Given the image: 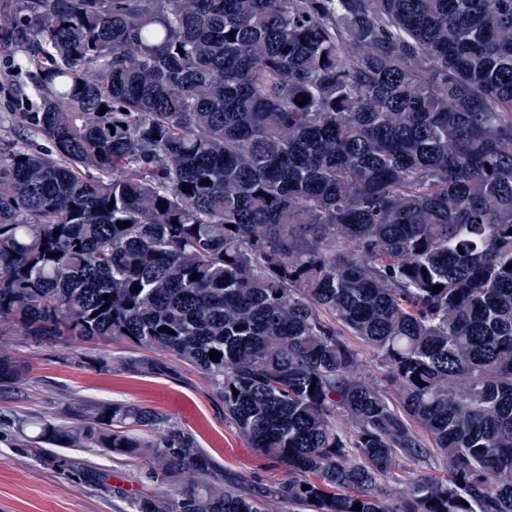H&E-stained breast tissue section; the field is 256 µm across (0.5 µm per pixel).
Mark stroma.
Instances as JSON below:
<instances>
[{"instance_id": "35a3bbf8", "label": "stroma", "mask_w": 512, "mask_h": 512, "mask_svg": "<svg viewBox=\"0 0 512 512\" xmlns=\"http://www.w3.org/2000/svg\"><path fill=\"white\" fill-rule=\"evenodd\" d=\"M36 106L31 84L13 71L9 52L0 50V130L18 138L11 115ZM4 349L26 370L24 399H0V512H124L123 500L103 488L99 473L115 469L111 459L84 452L61 470L16 437L15 417L52 418L79 399L140 402L172 415L194 431L217 475L261 472L260 457L224 419L223 406L196 371L175 367L170 373H133L127 350L113 344L93 347L36 346L21 336L0 338Z\"/></svg>"}]
</instances>
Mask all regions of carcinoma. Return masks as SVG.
I'll return each mask as SVG.
<instances>
[{
    "mask_svg": "<svg viewBox=\"0 0 512 512\" xmlns=\"http://www.w3.org/2000/svg\"><path fill=\"white\" fill-rule=\"evenodd\" d=\"M0 48L48 143L0 138V338L165 352L288 475L136 403L29 447L147 462L127 512H512V0H14Z\"/></svg>",
    "mask_w": 512,
    "mask_h": 512,
    "instance_id": "carcinoma-1",
    "label": "carcinoma"
}]
</instances>
